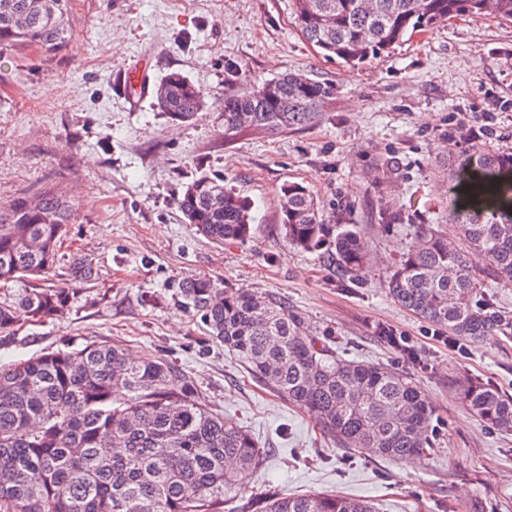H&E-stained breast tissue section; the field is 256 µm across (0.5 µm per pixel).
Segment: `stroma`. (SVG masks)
Here are the masks:
<instances>
[{"instance_id": "35a3bbf8", "label": "stroma", "mask_w": 512, "mask_h": 512, "mask_svg": "<svg viewBox=\"0 0 512 512\" xmlns=\"http://www.w3.org/2000/svg\"><path fill=\"white\" fill-rule=\"evenodd\" d=\"M71 8L74 37L56 56L0 50V200L66 187L76 211L53 281L80 256L97 277L79 284L62 318L0 334V363L88 340L173 362L202 401L267 448L250 492H329L373 500L378 512H512V431L488 430L457 390L475 378L512 394V339L455 345L397 306L386 283L415 225L448 221L449 150H467L470 128L486 121L497 132L490 147L512 151V22L455 17L352 68L297 32L290 0ZM144 54L153 75L177 70L203 91L196 121H172L148 98L128 102L121 80ZM286 71L335 86L318 124L225 138V95ZM202 168L253 202L246 242L218 246L184 223L173 199ZM291 182L361 229L372 257L363 280L337 281L319 254L288 246L280 189ZM192 275L283 299L343 356L407 373L435 411L432 448L395 462L331 444L181 305L174 282ZM383 326L412 336L417 363L379 336Z\"/></svg>"}]
</instances>
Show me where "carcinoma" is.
Returning a JSON list of instances; mask_svg holds the SVG:
<instances>
[{
    "label": "carcinoma",
    "instance_id": "cac0c4a2",
    "mask_svg": "<svg viewBox=\"0 0 512 512\" xmlns=\"http://www.w3.org/2000/svg\"><path fill=\"white\" fill-rule=\"evenodd\" d=\"M70 0H0V49L57 54L74 37ZM512 21V0H293L294 24L323 51L355 66L389 52L418 30L457 16ZM335 95L333 84L285 72L224 98L220 127L271 135L312 126ZM154 105L173 121L204 108L202 90L167 72ZM452 167L448 223L416 225L388 276L399 306L472 344L512 337V313L482 298L483 280L469 255L489 261L487 276L512 286V152L475 144L448 151ZM288 244L322 251L341 278L362 279L371 258L354 224H333L303 185L281 188ZM185 223L216 244L251 236V201L202 173L175 198ZM75 203L55 188L22 193L0 206V282L26 285L0 303V333L64 314L73 289L49 284ZM92 261L76 258L69 281L87 282ZM183 306L207 335L224 343L251 374L306 410L341 448L370 458L411 460L431 447L434 411L402 372L346 359L312 336L281 300L249 289L226 290L206 275L177 283ZM460 395L489 428L512 431V397L478 381ZM266 458L253 436L213 412L168 360L126 357L116 344L94 341L43 351L0 365V512H376L365 499L334 494L296 497L239 494Z\"/></svg>",
    "mask_w": 512,
    "mask_h": 512
}]
</instances>
